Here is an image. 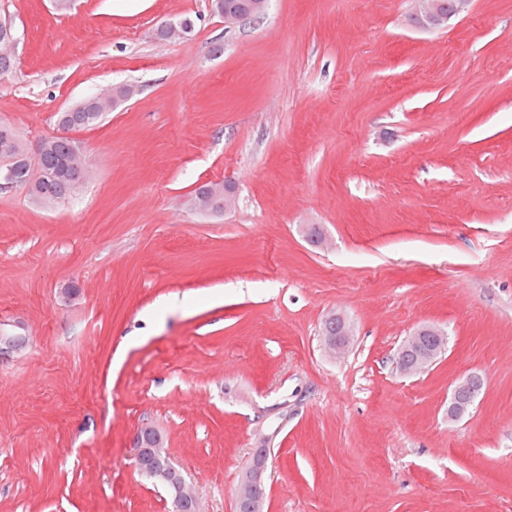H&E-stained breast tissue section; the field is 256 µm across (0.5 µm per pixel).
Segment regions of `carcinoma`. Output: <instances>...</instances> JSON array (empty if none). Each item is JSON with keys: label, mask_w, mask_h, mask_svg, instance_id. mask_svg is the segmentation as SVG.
<instances>
[{"label": "carcinoma", "mask_w": 512, "mask_h": 512, "mask_svg": "<svg viewBox=\"0 0 512 512\" xmlns=\"http://www.w3.org/2000/svg\"><path fill=\"white\" fill-rule=\"evenodd\" d=\"M124 97V89L108 95L89 98L66 112L58 113V124L79 131L96 124L112 110L116 99ZM17 177L30 184L29 195L51 205L73 197L88 177L82 142L75 138L53 139L44 143L35 163L17 161ZM205 201L210 210H224V183L209 182L199 186L192 201Z\"/></svg>", "instance_id": "cac0c4a2"}]
</instances>
